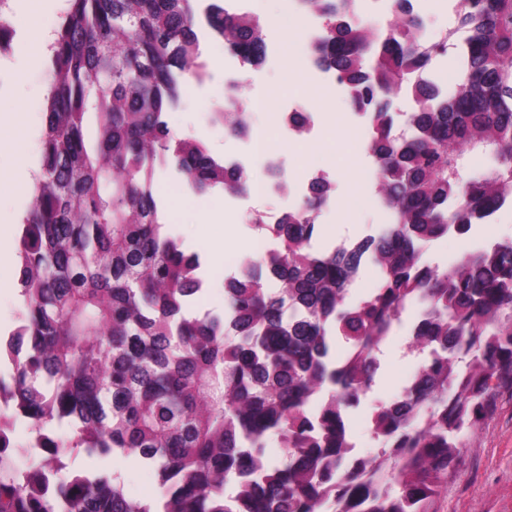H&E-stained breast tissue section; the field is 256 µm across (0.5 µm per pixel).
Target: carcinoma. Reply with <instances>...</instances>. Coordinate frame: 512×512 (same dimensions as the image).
Wrapping results in <instances>:
<instances>
[{"label":"carcinoma","instance_id":"obj_1","mask_svg":"<svg viewBox=\"0 0 512 512\" xmlns=\"http://www.w3.org/2000/svg\"><path fill=\"white\" fill-rule=\"evenodd\" d=\"M194 2L69 0L18 241L24 306L0 341L12 415L31 421L50 458L15 469L0 414V512H431L496 394L512 388V239L448 267L422 254L423 243L464 237L512 205V0H457V26L436 44L411 0H394L385 33L349 24L353 0H304L322 20L315 63L365 117L393 222L314 250L329 192L315 181L303 206L257 225L278 246L224 279L222 318L189 310L203 292L199 258L171 235L155 194L167 166L197 195L250 188L247 170L226 168L166 121L182 79L206 75ZM204 17L228 51L263 59L253 16L210 0ZM449 53L459 63L450 96L434 79ZM400 94L412 102L403 128L390 105ZM215 119L247 133L243 112ZM477 155L489 173L464 177ZM366 258L380 282L352 301ZM413 304L419 372L374 408L379 452L357 463L347 411L372 391L382 347ZM64 424L67 441L54 434ZM273 438L284 448L276 458L265 454ZM80 448L136 457L161 496L131 500L119 481L69 467Z\"/></svg>","mask_w":512,"mask_h":512}]
</instances>
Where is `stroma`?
<instances>
[{
    "label": "stroma",
    "instance_id": "35a3bbf8",
    "mask_svg": "<svg viewBox=\"0 0 512 512\" xmlns=\"http://www.w3.org/2000/svg\"><path fill=\"white\" fill-rule=\"evenodd\" d=\"M4 12L10 26V40L0 49V231L9 232L8 214L13 208L28 209L30 199L11 197L9 177L14 167V151L24 148L31 156L40 153V133L44 124L45 101L38 90L48 84L50 70L45 65H32L18 54L19 43L25 36L27 16L23 0H8ZM203 59L207 64L208 77L205 87L183 90L179 104L168 112L166 120L170 129L180 137L204 141L212 155L218 158L234 155L249 144L248 138L225 136L222 126L211 124L209 112L224 101V54L223 42L209 37L202 38ZM283 67L277 62L262 61L256 66L242 67L239 73L241 93L251 100H259L266 85L282 87L284 106L294 107L302 103L304 91L300 84L282 80ZM347 99L332 100L324 117L321 137L337 155L339 172L331 183L336 195H343L355 165L352 152L336 134V115L349 111ZM252 130L262 132L270 146L278 148L286 172L304 175L308 164V150L299 143L281 141V118L274 108L259 110L250 117ZM203 206L191 205L179 199H164L166 211L179 215L172 224V234L181 242L186 252L206 256L210 246L196 242L192 237L193 226L209 211L219 209L224 218L213 227V236L224 250L249 253L260 231L251 222L254 212L265 213L274 219L287 211L286 196H246L241 198L237 209L224 207V194L215 191L207 194ZM317 222L320 232L313 240L315 250L328 251L335 242L358 241L374 235L380 225L377 212L364 209L335 214L319 211ZM512 239V208L496 213L492 223L474 228L469 235H449L423 246L425 257L442 266L456 262L473 246L489 241ZM407 327L397 329L384 348L381 368L369 402L348 412V421L359 451L374 454L378 447L373 439L368 414L372 404L386 402L399 394L408 371L415 367L417 359L406 351ZM72 468L92 476L104 475L117 479L126 494L133 500H146L158 493V483L152 470L131 464L119 453L102 456L85 451L69 458ZM434 512H512V392H501L497 409L482 424L478 435L448 473V480L440 489L433 504Z\"/></svg>",
    "mask_w": 512,
    "mask_h": 512
}]
</instances>
